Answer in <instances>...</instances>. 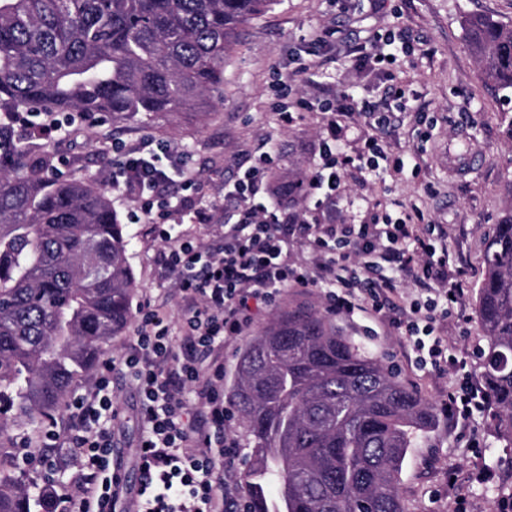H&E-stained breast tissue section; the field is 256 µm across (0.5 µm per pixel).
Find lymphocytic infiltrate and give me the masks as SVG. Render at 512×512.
Returning <instances> with one entry per match:
<instances>
[{
	"instance_id": "f902f5d3",
	"label": "lymphocytic infiltrate",
	"mask_w": 512,
	"mask_h": 512,
	"mask_svg": "<svg viewBox=\"0 0 512 512\" xmlns=\"http://www.w3.org/2000/svg\"><path fill=\"white\" fill-rule=\"evenodd\" d=\"M404 97L397 87L381 103L345 94L326 99L332 114L364 117L376 134L353 158L342 148L338 127L329 125L318 140L317 164L298 184L301 197L318 206L333 201L353 164L377 174L402 171L403 160L388 152L377 134L405 111ZM114 151L122 160L112 174L113 187L140 192L131 223L167 224L170 206L159 202V191L193 187V169L181 160L161 165L158 150L147 145H118ZM272 161V153L263 152L225 182L224 198L236 220L225 230L220 250L162 233V262L176 278L184 307L181 336L172 338L165 314L144 303L125 359H104L94 387L73 396L69 446L78 466L70 492L60 493L51 479L44 483L53 512H125L127 489L112 465V421L118 410L108 392L111 375L119 369L142 394L135 512H246L236 487L240 447L230 431L234 409L224 395L221 350L243 336L255 312L285 289L326 288L328 313L371 310L417 337V350L427 351L432 366L448 365V346L437 335L436 323L447 316L448 302L458 290L448 285L447 248L435 238L434 225L414 223L404 209L369 224L309 223L306 214L287 203L261 200ZM297 241L315 254L313 264L290 259ZM404 276L427 292L426 301L406 309L395 306Z\"/></svg>"
}]
</instances>
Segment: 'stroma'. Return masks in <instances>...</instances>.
Returning <instances> with one entry per match:
<instances>
[{
  "mask_svg": "<svg viewBox=\"0 0 512 512\" xmlns=\"http://www.w3.org/2000/svg\"><path fill=\"white\" fill-rule=\"evenodd\" d=\"M476 14L512 26V0H277L240 29L224 66V99L212 111L141 114L124 121L106 115L92 128L63 126L47 143L65 160L66 175L111 188L113 207L130 234L129 263L136 281L132 301L148 299L163 306L176 328L183 304L158 262L163 244L153 225L130 223V213L139 207L134 195L111 187L112 143L152 140L188 161L212 204V221L192 223L190 207L182 202L184 192L175 185L164 192L178 201L169 232L218 248L224 244L225 224L233 220L224 202V183L248 166L252 156L267 150L276 155L263 191L271 202L276 199L273 186L287 188L316 164L314 144L330 115L318 108L303 110L292 126L281 127L273 110L281 85H289L294 99L313 96L320 82L374 102L390 87L403 88L407 110L382 139L393 153L405 154L404 173L381 179L369 173L347 176L345 194L336 201V221L369 222L389 199L417 208L424 223L444 230L449 280L461 290L447 320L437 325L457 360L445 371L419 367L409 340L371 314L349 320L358 340L441 412L436 428L408 451L399 481L406 512H497L504 484L500 461L508 456L484 409L474 408L456 423L444 413L449 394L480 392L474 351L481 338L474 304L485 273L484 243L512 208L507 195L512 140L505 133L512 119V94L485 79L468 47L464 21ZM322 27L338 30V40L306 54L310 31ZM396 27L409 31V52L398 54L383 70L364 69L358 62L360 48H377L380 38ZM467 151L479 157L474 168L464 171L448 163L449 155ZM109 389L125 410L116 426L118 451L134 489L140 480L131 457L139 440L140 396L120 372ZM489 471L496 475L490 483L482 479Z\"/></svg>",
  "mask_w": 512,
  "mask_h": 512,
  "instance_id": "stroma-1",
  "label": "stroma"
}]
</instances>
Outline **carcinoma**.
Masks as SVG:
<instances>
[{
    "label": "carcinoma",
    "mask_w": 512,
    "mask_h": 512,
    "mask_svg": "<svg viewBox=\"0 0 512 512\" xmlns=\"http://www.w3.org/2000/svg\"><path fill=\"white\" fill-rule=\"evenodd\" d=\"M277 0H0V112L70 120L210 111L241 26ZM484 77L512 90V28L466 22ZM125 226L108 192L56 175L33 132L0 127V512H49L3 466L132 318ZM480 391L512 451V211L485 240ZM229 400L250 448L249 512H406L407 450L438 418L348 328L296 304L240 349Z\"/></svg>",
    "instance_id": "obj_1"
}]
</instances>
